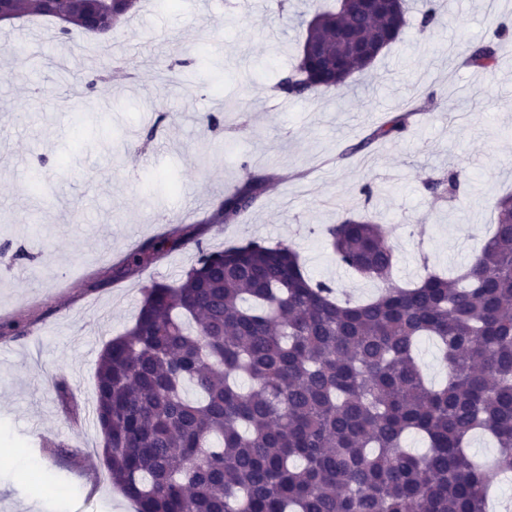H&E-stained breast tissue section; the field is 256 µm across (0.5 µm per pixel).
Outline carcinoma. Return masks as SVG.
Here are the masks:
<instances>
[{"mask_svg":"<svg viewBox=\"0 0 512 512\" xmlns=\"http://www.w3.org/2000/svg\"><path fill=\"white\" fill-rule=\"evenodd\" d=\"M12 8L49 19L104 13L114 26L133 10L109 0ZM407 9L403 0L359 16L339 3L314 14L273 89L294 99L341 92L398 39ZM440 15L439 0H422V27ZM341 28L371 52L343 49ZM507 35L498 29V42L468 49L465 63L492 67ZM410 115L390 117L346 154L401 136ZM459 177L425 186L452 196ZM270 180L246 172L209 223H240ZM495 207L494 231L462 273L428 271L411 286L393 279L385 225L337 216L326 228L336 264L383 283L363 302L311 279L290 247L249 239L213 250L179 221L129 253L115 278L189 243L197 259L179 282L144 287L133 324L100 352L93 416L112 486L135 512H486L494 479L512 473V196ZM424 337L448 368L437 386L417 361ZM478 431L494 440L490 461L467 451ZM410 432L426 438V452L405 448Z\"/></svg>","mask_w":512,"mask_h":512,"instance_id":"cac0c4a2","label":"carcinoma"}]
</instances>
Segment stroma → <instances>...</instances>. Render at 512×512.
Wrapping results in <instances>:
<instances>
[{"label":"stroma","mask_w":512,"mask_h":512,"mask_svg":"<svg viewBox=\"0 0 512 512\" xmlns=\"http://www.w3.org/2000/svg\"><path fill=\"white\" fill-rule=\"evenodd\" d=\"M141 0L98 39L0 41V512H133L108 482L102 438L91 423L104 344L129 327L152 281H179L194 245L142 272L96 287L175 218L198 224L212 248L262 239L297 251L313 278L365 300L376 283L338 266L324 236L342 209H369L404 227L394 276L417 281L424 266L462 270L512 192V51L491 72L464 51L512 30V0L486 13L482 0H455L422 29L419 0L400 39L351 76L341 94L284 105L273 75L290 70L303 30L298 15L326 0ZM181 62V83L165 80ZM422 102L408 110L410 100ZM407 132L343 158L392 113ZM220 118L211 129L201 118ZM153 139H145L148 127ZM55 159L34 181L41 158ZM273 174L239 224H211L216 200L239 184L242 164ZM461 173L455 196L425 187ZM383 186L364 201L360 187ZM195 209H186L187 198ZM66 384L61 400L58 384ZM51 482L34 484L31 458Z\"/></svg>","instance_id":"stroma-1"}]
</instances>
